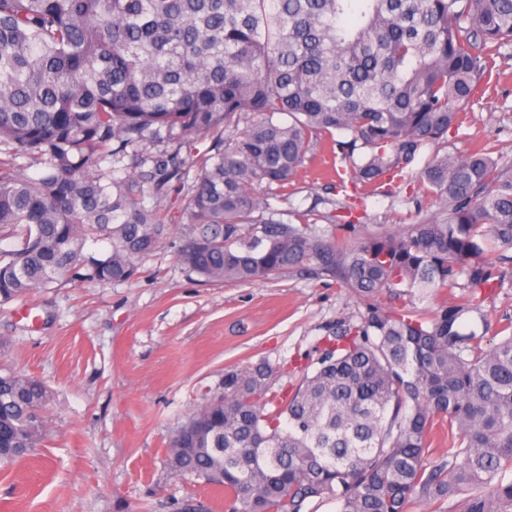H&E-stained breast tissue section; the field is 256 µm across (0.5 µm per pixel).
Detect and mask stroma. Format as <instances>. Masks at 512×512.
Listing matches in <instances>:
<instances>
[{
    "label": "stroma",
    "mask_w": 512,
    "mask_h": 512,
    "mask_svg": "<svg viewBox=\"0 0 512 512\" xmlns=\"http://www.w3.org/2000/svg\"><path fill=\"white\" fill-rule=\"evenodd\" d=\"M463 110L448 153L484 147L512 171V44L499 47ZM432 155L422 150L389 190L363 189L350 212L338 209L335 188L350 167L328 141L308 153L287 195L265 186L259 194L283 220L352 241L436 213L417 178ZM144 203L161 209L169 233L133 280L68 281L0 306V364L50 391L46 439L24 461L0 468V512H177L190 497L227 512L223 490L167 469L174 430L203 394L218 391L225 369L261 358L305 365L339 322L363 311L331 278L203 281L176 257L180 194Z\"/></svg>",
    "instance_id": "stroma-1"
}]
</instances>
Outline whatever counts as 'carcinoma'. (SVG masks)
Listing matches in <instances>:
<instances>
[{
	"instance_id": "1",
	"label": "carcinoma",
	"mask_w": 512,
	"mask_h": 512,
	"mask_svg": "<svg viewBox=\"0 0 512 512\" xmlns=\"http://www.w3.org/2000/svg\"><path fill=\"white\" fill-rule=\"evenodd\" d=\"M505 43L512 0H0V305L134 279L168 231L141 201L180 183L186 272L332 277L364 312L288 386L266 359L225 371L175 430L170 472L224 489L230 512L326 495L441 512L461 494L467 512H512V316L488 340L485 306L512 288V173L440 152ZM336 134L365 186L435 147L419 181L439 211L340 243L262 205L258 186L287 189ZM195 135L212 153L187 160ZM101 239L110 252L84 258ZM48 399L0 366V466L41 444Z\"/></svg>"
}]
</instances>
